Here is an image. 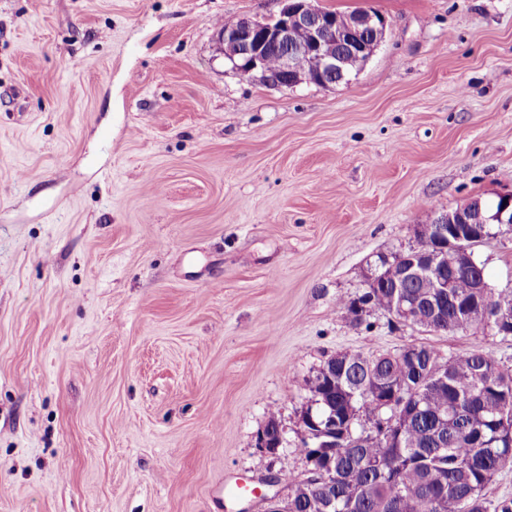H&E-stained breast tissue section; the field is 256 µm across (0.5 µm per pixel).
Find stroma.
I'll list each match as a JSON object with an SVG mask.
<instances>
[{"label":"stroma","instance_id":"35a3bbf8","mask_svg":"<svg viewBox=\"0 0 512 512\" xmlns=\"http://www.w3.org/2000/svg\"><path fill=\"white\" fill-rule=\"evenodd\" d=\"M319 5L384 39L281 88L218 41L279 0H0V512H263L267 480L306 476L330 356L512 371V338L338 304L416 226L512 188V0ZM477 255L512 288V227Z\"/></svg>","mask_w":512,"mask_h":512}]
</instances>
